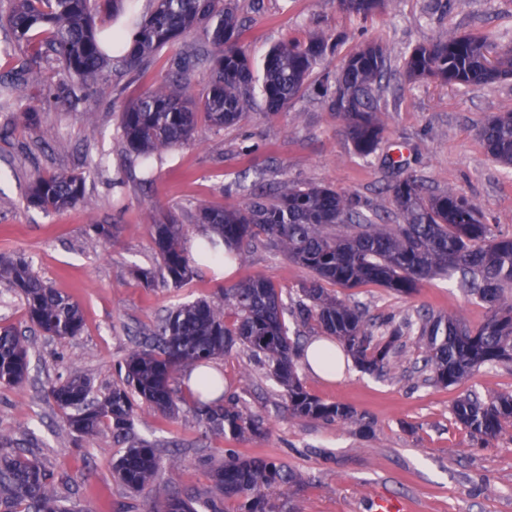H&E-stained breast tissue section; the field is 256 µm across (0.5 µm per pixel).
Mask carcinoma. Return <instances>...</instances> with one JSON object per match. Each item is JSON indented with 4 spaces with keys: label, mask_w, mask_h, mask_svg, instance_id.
I'll return each instance as SVG.
<instances>
[{
    "label": "carcinoma",
    "mask_w": 512,
    "mask_h": 512,
    "mask_svg": "<svg viewBox=\"0 0 512 512\" xmlns=\"http://www.w3.org/2000/svg\"><path fill=\"white\" fill-rule=\"evenodd\" d=\"M151 14L137 26L124 62L132 67L195 30H203L212 53L177 55L168 73L120 113L126 151L144 169L155 153L195 139L199 117L212 127L236 123L253 96V62L240 44L239 20L233 0H154ZM383 0H339L354 14L368 16ZM123 0H13L10 24L17 41L45 34V51L53 54L76 82V98L86 81L102 72L106 51L95 20L120 12ZM330 46L311 35L273 47L264 57L261 92L265 112L276 115L305 88ZM209 64L205 93L187 94L194 72ZM388 70V55L367 43L344 60L331 93V106L354 150L374 154L384 127L375 112V88ZM411 78L434 76L464 88L492 85L512 76V44L502 45L492 31L458 34L447 30L431 43L415 47L405 60ZM25 68L8 82L0 81V109L10 107ZM491 159L512 167V113L503 112L479 129ZM399 222L374 224L353 200L326 185L283 184L271 197L254 196L242 206H203L196 223L217 234L206 238L198 258L224 260L230 266L263 234L276 242L289 260L311 274L294 314L316 320L335 336L372 374L392 363L403 337L413 326L425 340L424 367L440 385L458 383L485 365L512 362V235L485 222L474 200L462 192L431 194L424 183L408 176L390 186ZM27 201L47 212L88 202L82 173L38 174ZM162 278L174 287L190 283L196 271L182 247V227L175 221L151 225ZM443 277L456 282L467 296L486 305L489 316L471 328L452 315L416 311V316L370 322L356 305L328 294L325 285L343 288L374 283L409 296L422 282ZM0 281L25 301L30 323L49 336L75 337L83 328L77 303L47 287L21 258L0 257ZM288 307L281 291L268 279L251 278L222 291V301L197 300L171 309L149 345L130 353L118 365L121 382L95 394L79 375L54 386L50 395L68 429L79 439L107 428L125 443L113 463L114 477L125 487L149 490L159 512H199L197 500L182 496L157 481L160 459L154 445L131 437L137 411L145 408L172 414L180 396L177 372L228 355L235 346L264 360L272 379L286 391L288 411L299 419L345 422L353 412L308 393L298 376V346L289 337ZM29 339L13 326H0V385L18 386L29 375ZM217 381L197 391L196 413L206 429L236 439H261L265 419L239 406L236 395L211 399ZM453 414L470 433L487 442L512 425V395L489 401L476 394L459 399ZM215 487L237 501L236 512H281L276 491L297 482L284 465L272 459L226 449L224 463L212 471ZM0 512H82L58 495L55 476L39 460L19 450L0 456Z\"/></svg>",
    "instance_id": "carcinoma-1"
}]
</instances>
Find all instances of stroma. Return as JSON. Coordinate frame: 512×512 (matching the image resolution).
<instances>
[{"instance_id":"1","label":"stroma","mask_w":512,"mask_h":512,"mask_svg":"<svg viewBox=\"0 0 512 512\" xmlns=\"http://www.w3.org/2000/svg\"><path fill=\"white\" fill-rule=\"evenodd\" d=\"M10 6L11 0H0V80L11 78L33 51L15 43ZM235 6L254 64L273 46L317 32L335 50L287 110L268 115L257 94L235 124L215 129L199 123L193 142L154 158L152 179L127 156L119 115L165 76L172 56L209 50L203 31L136 69L113 61L73 104L66 99L70 75L43 55L12 107L0 111V256L23 257L44 283L78 303L84 320L73 338L30 333L28 378L0 386V456L22 449L36 457L53 472L60 496L84 512H152V498L113 478L121 446L110 431L74 437L51 387L76 370L95 390L111 388L119 380L118 363L179 304L219 300L221 288L260 276L290 305L309 277L260 238L229 273L200 265L180 288L144 283L136 269L158 267L151 224L176 219L188 241L207 232L195 221L200 206L241 205L253 192L284 182L331 186L377 223L389 224L396 213L389 187L411 173L433 193L467 194L494 230L512 233V168L492 161L477 135L487 118L512 111V80L466 89L434 78L410 80L404 69L412 48L445 29H492L512 40V0H385L365 17L343 10L337 0H235ZM368 42L387 50L390 68L377 99L383 139L365 159L347 144L322 85L325 74H338L347 55ZM23 112L34 113L36 122L22 123ZM57 172L86 174L89 205L47 213L28 204L34 176ZM95 224L109 227L110 238H97ZM329 291L373 320L422 308L476 327L488 315L482 303L441 277L423 282L409 298L372 283ZM423 351L411 335L387 374L364 372L353 362L333 381L298 363L309 393L354 414L351 421L327 423L291 416L267 367L236 348L216 359L224 387L268 421V436L241 444L209 432L184 387L175 414L141 412L134 432L155 444L163 478L202 502L220 499L211 472L223 463L225 449L238 446L296 475L297 486L282 495L291 512H370L371 500L385 494L404 499L407 512H512V426L483 445L453 414L456 401L471 392L512 395V369L486 365L444 387L423 371Z\"/></svg>"}]
</instances>
